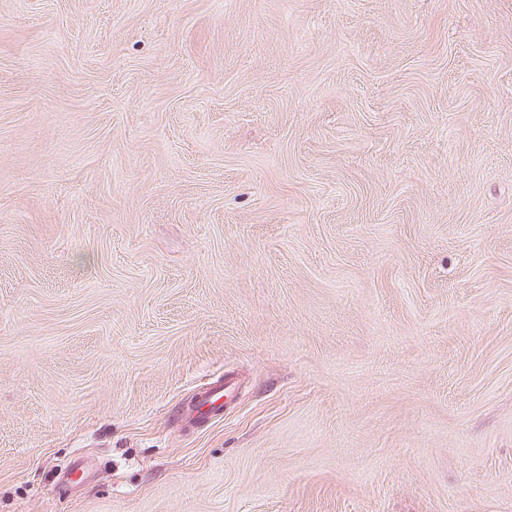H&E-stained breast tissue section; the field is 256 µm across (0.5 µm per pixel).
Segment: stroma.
<instances>
[{
	"instance_id": "obj_1",
	"label": "stroma",
	"mask_w": 512,
	"mask_h": 512,
	"mask_svg": "<svg viewBox=\"0 0 512 512\" xmlns=\"http://www.w3.org/2000/svg\"><path fill=\"white\" fill-rule=\"evenodd\" d=\"M0 512H512V0H0ZM226 382L217 381L215 383L206 385L197 393V399L190 410V418L198 419L208 413L218 412L223 404L218 402L224 398L225 391L227 390ZM226 385V388H225Z\"/></svg>"
}]
</instances>
